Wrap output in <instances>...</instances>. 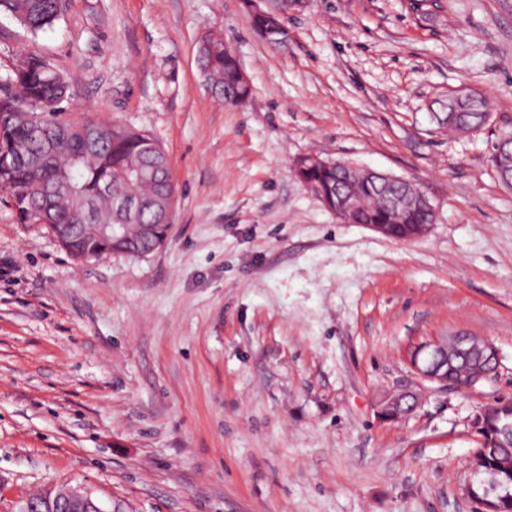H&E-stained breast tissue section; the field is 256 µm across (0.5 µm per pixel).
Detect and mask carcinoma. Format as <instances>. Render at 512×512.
<instances>
[{"instance_id": "cac0c4a2", "label": "carcinoma", "mask_w": 512, "mask_h": 512, "mask_svg": "<svg viewBox=\"0 0 512 512\" xmlns=\"http://www.w3.org/2000/svg\"><path fill=\"white\" fill-rule=\"evenodd\" d=\"M66 0H0V14L14 19L25 32L37 37L63 19ZM224 38L208 33L198 43L197 55L207 84L224 95V103L245 100L251 87L239 80L238 60L224 49ZM68 73L35 50L17 55L5 75H0V191L10 200L19 224H84L92 214L93 224H123L125 219L112 208V198L130 196L142 203L140 224L159 223L155 201L164 197L172 212L177 188L171 165L157 166L164 150L147 133L118 125L97 115L79 120L65 117L63 102L73 97ZM490 119L489 104L482 95L452 94L441 124L458 133L476 132ZM493 167L503 169L501 181L512 179V136L499 139L492 155ZM299 180L319 197L335 204L352 194L358 206L347 214L350 224H391L390 197L401 192L415 194L409 183L382 192L376 184L360 181L354 170L332 163L295 169ZM434 214L426 209L410 210L394 231L393 239L408 238L406 225L431 224ZM126 239L102 246L83 234L65 250L73 258L84 254L98 258L120 253L146 254L151 244L142 241L134 226L125 230ZM512 400L489 407L485 426L477 434L471 468L474 499L483 497L490 480L506 488L511 496L499 502V512H512Z\"/></svg>"}]
</instances>
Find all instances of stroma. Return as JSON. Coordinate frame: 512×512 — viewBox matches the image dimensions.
<instances>
[{
    "instance_id": "35a3bbf8",
    "label": "stroma",
    "mask_w": 512,
    "mask_h": 512,
    "mask_svg": "<svg viewBox=\"0 0 512 512\" xmlns=\"http://www.w3.org/2000/svg\"><path fill=\"white\" fill-rule=\"evenodd\" d=\"M269 47L247 0H69L53 30L0 14V74L36 49L96 114L168 152L164 244L74 261L0 195V512L80 487L102 512H472L471 421L512 399V0H308ZM220 32L252 85L199 69ZM488 97L451 136L449 91ZM316 154L415 183L435 210L398 241L344 223L296 177ZM467 333L497 374L419 379L410 348ZM412 415L385 420L390 392ZM224 46L228 52H225ZM235 54L224 43L221 34L208 33L198 43L197 55L201 72L207 84L224 95V104L237 105L236 100H246L251 93L249 79ZM240 79L247 82L243 83ZM499 180L509 182L512 175V136L505 135L499 139L494 148L491 159ZM498 168H502L504 174H498ZM409 399H412L410 402ZM416 408L415 398L409 393L386 397L379 408V415L387 420H396L410 414Z\"/></svg>"
}]
</instances>
